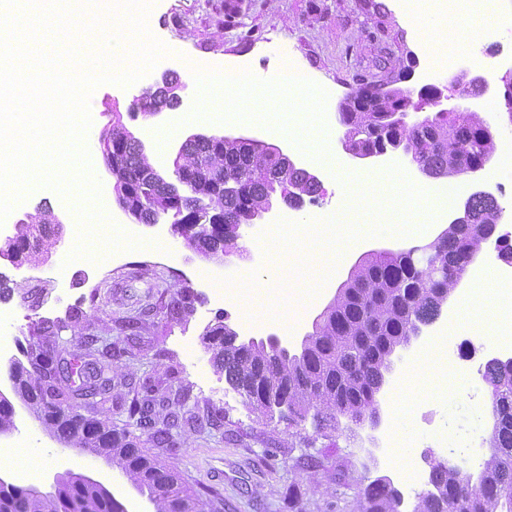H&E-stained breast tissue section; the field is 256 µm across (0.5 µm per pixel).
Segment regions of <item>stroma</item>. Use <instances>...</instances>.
Masks as SVG:
<instances>
[{
	"instance_id": "stroma-1",
	"label": "stroma",
	"mask_w": 512,
	"mask_h": 512,
	"mask_svg": "<svg viewBox=\"0 0 512 512\" xmlns=\"http://www.w3.org/2000/svg\"><path fill=\"white\" fill-rule=\"evenodd\" d=\"M497 17L494 35L467 41L470 26L465 10L440 4L436 35L448 48L466 43L458 67L436 71V84H448L459 69L483 74L488 87L478 96L449 93L446 106L454 112H475L489 123L497 150L485 170L453 177L431 178L391 152L374 162L352 160L339 143L336 121L339 107L362 82H394L402 89L424 86L423 74L431 64L415 39L412 15L402 0H153L148 28L169 50L140 83L122 88L98 87L91 96L90 129L100 136L121 113L126 128L142 144L152 166L171 174L172 162L186 138L194 133L245 134L282 149L301 168L320 176L322 187L314 198L293 210L294 231L274 238L267 252L207 258L186 246L171 228V217L155 224H141L126 215L113 194L114 180L100 149L90 154V166L101 185L100 203L115 223L132 227L145 247L108 251L90 245L91 258L70 259L77 242L75 197L61 198L54 189L31 187L0 222V246L13 236L14 225L50 209L61 224L59 239L46 245L38 261L14 264L0 255V275L9 292L0 307L14 311L11 324L0 332L17 337L11 354H0V393L11 395L10 364L26 360L28 352L55 356L53 337L42 336V321L64 319L62 339L70 351L82 353L81 340L89 334L111 339L123 354L113 360L107 374L112 380L113 401L126 398L127 384L149 375L159 386L189 392L182 408L181 426L175 433L176 454L152 448V458L169 464L182 484L194 494L202 488L216 490L205 512H357L361 491L378 478L386 479L402 498L404 512H411L424 484L407 481L401 469L387 467L384 435L390 424L409 421L419 439L410 455L422 470L434 459H446L470 473L465 447L478 440L483 455L493 420L485 406L486 361L496 357L498 338L512 332V308L505 306L498 288L487 290L481 307L463 310L448 302L457 314L453 326L456 342L484 338L473 357L461 360L469 376L467 389L456 404H449V372L429 373L435 357L436 325L423 327L420 336L397 348L393 366L376 395L380 411L377 426L369 424L316 428L312 421L293 422L266 418L252 412L243 397L209 360L203 344L206 331L226 321L240 341L282 336L290 353H300L304 336L312 332L321 312L334 300L354 266L366 254L382 249H409L415 239L396 236V229L411 224H431L440 234L453 213L474 192L494 198L512 209V121L498 90L512 74V0H491ZM385 35L393 58L385 69L374 66L376 36ZM292 54L305 67L324 100L306 95L297 100L281 93L274 76L282 55ZM234 61L249 78L247 91L226 96L222 66ZM168 77L188 83L182 91L181 111L202 113L199 121L174 124L172 110L152 118L133 114L134 101L156 79ZM228 112L242 113L241 121L225 123ZM445 186L451 192L448 212L432 220L429 190ZM336 215L334 224L318 225L321 211ZM314 252L320 263L314 271L300 267L301 254ZM252 269L265 279L267 300L255 305L262 318L260 329L244 321L243 306L233 308L214 302L206 274L241 277ZM164 282L169 294L193 292L198 301L183 318L160 308L146 309L149 288ZM79 317L68 320L70 311ZM142 313L140 331H121L120 317ZM294 334H287V327ZM415 366V384L405 381L408 366ZM12 434L0 436V475L12 483L51 490L58 473L71 471L94 477L112 492L127 512H154L153 504L119 470L104 459L77 448H65L32 416L21 401H14ZM219 410L217 426L199 428L194 417ZM447 448H439L438 439ZM317 468H310V460Z\"/></svg>"
}]
</instances>
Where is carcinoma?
I'll list each match as a JSON object with an SVG mask.
<instances>
[{"label":"carcinoma","instance_id":"1","mask_svg":"<svg viewBox=\"0 0 512 512\" xmlns=\"http://www.w3.org/2000/svg\"><path fill=\"white\" fill-rule=\"evenodd\" d=\"M177 90L178 85L165 79L141 96L138 107L144 111L172 109ZM372 100L379 101L375 112L364 109ZM396 103L408 104L404 90H385L374 82L351 93L339 112L343 138L350 150L372 151L384 136L392 143H402L411 162L431 177L460 175L496 150L490 125L475 112H437L432 117L399 124L389 112ZM112 138L117 182L133 193L139 190L151 165L143 157L139 142L123 127L112 126ZM180 165L195 173L222 171L241 183L240 195L222 200L214 195L212 183L205 176L184 192L182 207L196 215L200 224L187 245L212 254L234 243L250 212L271 197L279 194L288 205L296 206L318 191V182L309 171L285 165L275 147L262 142L239 144L227 140L220 146L206 139L190 140L183 147ZM167 206L165 196H154L150 205L140 210L139 222L152 223ZM469 210L467 223L448 225L434 241L424 245L437 257L435 267L411 249L367 254L314 323L313 332L304 336L301 353L291 354L262 340L240 343L234 330L226 331L220 324L209 331L219 346L213 356L214 366L224 371L225 380L245 397V404L262 416L273 415L275 406L251 396L259 373L287 395L288 410L301 420L311 413L317 425L323 427L341 417L355 422L368 418L377 410L375 395L383 384L384 372L390 369L395 348L416 335L419 326L440 316L448 296L465 278L468 264L488 241V235L497 230L501 209L493 199L475 194L470 197ZM216 211L224 224L222 236L202 228L211 223ZM60 230V225L45 222L15 225L10 257L32 259L39 254L40 242L58 236ZM197 301L184 289L165 305L166 313L179 315ZM10 376L22 379L17 393L58 441L72 442L84 452L119 466L139 492L153 502L156 512H204L199 499L187 492L173 469L142 453L140 437L77 412L58 421L54 409L72 407L74 394L62 386H52L40 365L32 362L27 368L15 361ZM484 382L494 419L489 439L493 451L484 461L478 482H472L471 474L458 467L434 462L431 489L419 495L414 512H498L500 508L512 512V368L491 359L485 366ZM187 399L186 392L173 397L160 392L159 386L147 378L133 389L126 404L127 423L142 430L145 441L159 448H172V428L178 414L171 411L159 419L156 407H182ZM8 496L11 512H125L120 501L73 472L63 475L51 495H35L31 487L14 484ZM399 504L397 491L377 479L363 489L359 512H399Z\"/></svg>","mask_w":512,"mask_h":512}]
</instances>
